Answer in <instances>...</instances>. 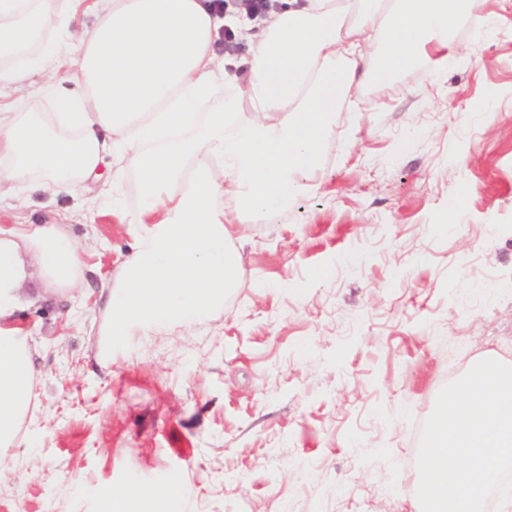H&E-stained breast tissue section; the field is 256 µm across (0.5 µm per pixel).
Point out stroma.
<instances>
[{"label": "stroma", "mask_w": 512, "mask_h": 512, "mask_svg": "<svg viewBox=\"0 0 512 512\" xmlns=\"http://www.w3.org/2000/svg\"><path fill=\"white\" fill-rule=\"evenodd\" d=\"M92 2L63 0L23 111L76 89L46 50L93 27ZM481 14L494 33L458 18L447 71L343 105L317 190L229 225L243 285L193 328L102 355L104 291L136 245L109 179L0 197V225H63L85 254L78 287H22L38 410L0 448V512H109L112 490L157 486L184 512H416L439 392L483 356L512 361V0Z\"/></svg>", "instance_id": "obj_1"}]
</instances>
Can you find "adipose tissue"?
I'll return each mask as SVG.
<instances>
[{
  "mask_svg": "<svg viewBox=\"0 0 512 512\" xmlns=\"http://www.w3.org/2000/svg\"><path fill=\"white\" fill-rule=\"evenodd\" d=\"M59 0H0V88L21 84L30 49L52 28ZM482 0H288L250 46L244 85L216 70L224 25L208 0H99L76 49L55 50L80 94L58 116L0 113V187L39 181L69 192L131 169L138 242L110 288L108 342L132 330L192 327L242 279L225 199L253 217L318 187L322 144L362 86L396 88L407 69L453 65L450 24ZM223 160L213 167L211 157ZM42 280L74 287L82 252L56 224L0 226V447L16 446L35 375L27 336L12 324L22 254Z\"/></svg>",
  "mask_w": 512,
  "mask_h": 512,
  "instance_id": "adipose-tissue-1",
  "label": "adipose tissue"
}]
</instances>
